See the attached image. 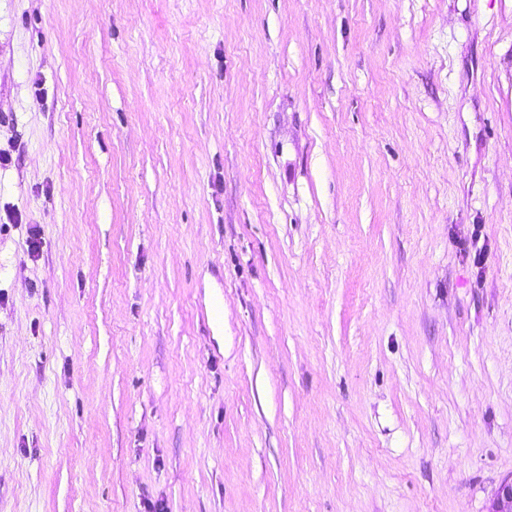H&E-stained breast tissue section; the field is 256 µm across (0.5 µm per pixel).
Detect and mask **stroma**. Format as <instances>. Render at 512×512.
<instances>
[{
    "label": "stroma",
    "mask_w": 512,
    "mask_h": 512,
    "mask_svg": "<svg viewBox=\"0 0 512 512\" xmlns=\"http://www.w3.org/2000/svg\"><path fill=\"white\" fill-rule=\"evenodd\" d=\"M0 154V512H490L512 0H0Z\"/></svg>",
    "instance_id": "obj_1"
}]
</instances>
